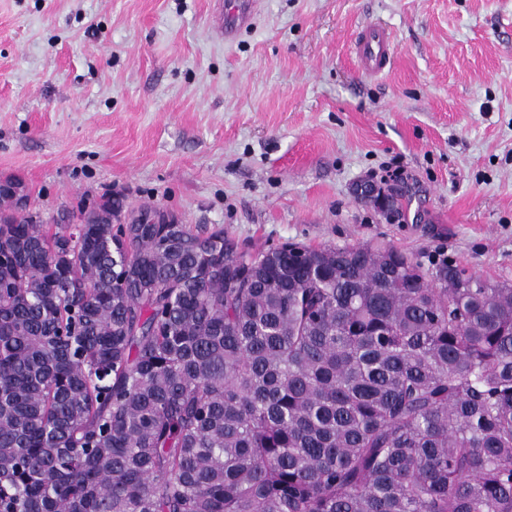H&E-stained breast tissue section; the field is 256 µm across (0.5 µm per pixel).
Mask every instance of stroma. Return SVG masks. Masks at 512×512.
Here are the masks:
<instances>
[{
    "instance_id": "stroma-1",
    "label": "stroma",
    "mask_w": 512,
    "mask_h": 512,
    "mask_svg": "<svg viewBox=\"0 0 512 512\" xmlns=\"http://www.w3.org/2000/svg\"><path fill=\"white\" fill-rule=\"evenodd\" d=\"M0 0V179L55 223L121 194L242 250L392 247L512 283V0ZM395 62L354 65L359 26ZM392 192L386 217L359 191ZM217 2V9L208 16V26L218 36H224V40L249 26L257 8L255 0H233L224 4L222 1ZM349 52L362 74L382 75L393 64L392 32L379 22L362 25L351 40Z\"/></svg>"
}]
</instances>
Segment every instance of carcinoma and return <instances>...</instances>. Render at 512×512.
Masks as SVG:
<instances>
[{"label": "carcinoma", "instance_id": "1", "mask_svg": "<svg viewBox=\"0 0 512 512\" xmlns=\"http://www.w3.org/2000/svg\"><path fill=\"white\" fill-rule=\"evenodd\" d=\"M0 197V512H512V285Z\"/></svg>", "mask_w": 512, "mask_h": 512}]
</instances>
